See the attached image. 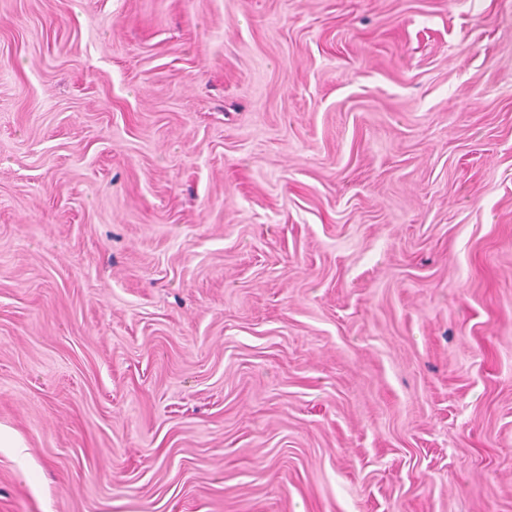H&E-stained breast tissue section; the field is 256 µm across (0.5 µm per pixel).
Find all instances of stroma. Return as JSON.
Wrapping results in <instances>:
<instances>
[{
    "label": "stroma",
    "mask_w": 512,
    "mask_h": 512,
    "mask_svg": "<svg viewBox=\"0 0 512 512\" xmlns=\"http://www.w3.org/2000/svg\"><path fill=\"white\" fill-rule=\"evenodd\" d=\"M0 512H512V0H0Z\"/></svg>",
    "instance_id": "35a3bbf8"
}]
</instances>
